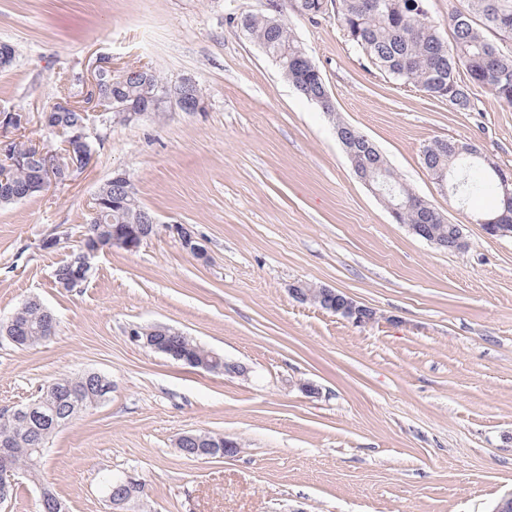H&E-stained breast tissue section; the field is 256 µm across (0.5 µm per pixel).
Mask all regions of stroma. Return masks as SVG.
I'll list each match as a JSON object with an SVG mask.
<instances>
[{"instance_id":"stroma-1","label":"stroma","mask_w":512,"mask_h":512,"mask_svg":"<svg viewBox=\"0 0 512 512\" xmlns=\"http://www.w3.org/2000/svg\"><path fill=\"white\" fill-rule=\"evenodd\" d=\"M268 0H0V109L26 138L58 147L43 122L60 96L84 105L102 55L115 74L193 78L201 112L170 106L133 123L91 113L93 164L71 181L0 205V320L37 299L56 336L0 339V410L56 378L93 370L112 392L52 439L43 477L68 512H112L105 476L144 481L130 512H494L512 494V237L485 235L422 161L429 143H470L512 171V107L472 89L474 109L400 85L349 42L335 6L288 12L334 112L288 82L238 26ZM365 135L418 196L461 225L466 251L396 223L354 174L334 122ZM131 179L161 228L133 252L100 251L86 282L53 270L78 248L84 216L113 172ZM189 228L194 255L165 227ZM57 247L44 250V239ZM304 281L375 309L357 327L294 301ZM162 324L244 366L205 372L132 343ZM308 382L318 389L309 395ZM207 432L232 457L186 458L177 438Z\"/></svg>"}]
</instances>
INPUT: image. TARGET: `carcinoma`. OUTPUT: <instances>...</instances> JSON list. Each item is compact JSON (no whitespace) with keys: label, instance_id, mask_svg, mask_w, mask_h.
I'll use <instances>...</instances> for the list:
<instances>
[{"label":"carcinoma","instance_id":"obj_1","mask_svg":"<svg viewBox=\"0 0 512 512\" xmlns=\"http://www.w3.org/2000/svg\"><path fill=\"white\" fill-rule=\"evenodd\" d=\"M291 8L301 16L317 18L319 0H289ZM338 15L347 31V38L382 74L404 85L421 89L429 96L448 101L459 111L472 109L470 86L480 82L505 104L512 106V54L504 52L484 35L489 29L504 37H512V28L501 26L512 23V0H463V7L449 18L452 40L446 41L428 14L415 11V4L427 0H376L368 7V0H338ZM245 36L259 45L281 68L287 79L306 98L318 101L324 82L322 77L297 66L303 48L292 37L285 20L275 11L247 14L240 19ZM466 79H461L460 70ZM168 84L159 77L144 86L122 76L106 75L99 95L112 109L133 103L152 108L153 98L167 94ZM52 115L62 126L87 122L79 106L65 109L52 104ZM28 152L25 144L14 145L12 156L0 160V205L16 202L14 195L31 197L37 191L27 192L28 167L13 162V156ZM422 159L433 175L447 171L451 193L461 200L481 192L499 191L492 169L481 158L459 151L454 140H435L425 146ZM150 211L141 205L135 188H130L127 204L119 208L91 212L86 218L84 236L94 233L99 238H112L117 226L134 225ZM20 340L18 348H29L53 336L57 323L48 309L29 301L18 309ZM163 346L192 360L210 353L194 339L182 333L160 337ZM41 411L56 413L58 420H72L76 413L99 404V387L95 378L86 373L66 375L55 380L46 391L37 396ZM57 430H45L25 415L0 418V451L8 454V462L24 470L34 480H40V464Z\"/></svg>","mask_w":512,"mask_h":512}]
</instances>
